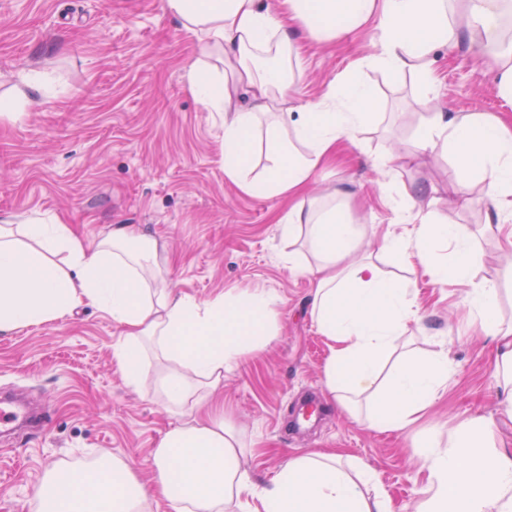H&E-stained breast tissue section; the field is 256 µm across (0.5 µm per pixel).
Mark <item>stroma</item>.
<instances>
[{
  "mask_svg": "<svg viewBox=\"0 0 512 512\" xmlns=\"http://www.w3.org/2000/svg\"><path fill=\"white\" fill-rule=\"evenodd\" d=\"M376 40L370 25L333 43L298 39L303 75L292 87V106L316 101L345 74L373 85L378 96L379 117L363 152L326 166L314 192L345 187L354 194L355 219L400 234L407 227L380 186L410 189L414 210L438 211L471 235L480 256L476 278L498 279L512 252L486 228L480 186H472L469 203L452 206L439 194L458 176L448 156L417 166L396 159L429 113L511 116L512 104L493 89L494 68L462 33L432 56L436 93L428 101L415 76L364 65ZM198 60L218 64L163 0H0V96L29 100L0 115V222L55 217L86 239L114 224H138L164 244L160 259L176 292L199 300L228 288L275 294L276 336L225 372L220 403L200 410L198 420L220 415L236 430L255 488L290 456L333 450L374 472L391 512H416L429 477L416 432L447 434L482 415L491 422L490 439L512 448V406L497 383L496 345L470 321L465 287L420 279L422 320L409 323L405 340L420 355L447 352V390L411 430L375 426L364 400L355 412L339 409L324 385L331 342L311 318L312 280L281 262L287 246L278 221L288 202L249 196L225 180L224 118L188 84ZM31 70L47 77V89L22 82ZM380 154L390 157L382 171L367 161ZM119 339L111 317L91 306L0 335V391L28 396L50 415L47 429L0 436V512H29L49 468L85 467L104 452L150 480L147 458L179 417L155 392L154 359L144 363V387L127 386L112 360Z\"/></svg>",
  "mask_w": 512,
  "mask_h": 512,
  "instance_id": "obj_1",
  "label": "stroma"
}]
</instances>
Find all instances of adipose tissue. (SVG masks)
Returning <instances> with one entry per match:
<instances>
[{"label":"adipose tissue","mask_w":512,"mask_h":512,"mask_svg":"<svg viewBox=\"0 0 512 512\" xmlns=\"http://www.w3.org/2000/svg\"><path fill=\"white\" fill-rule=\"evenodd\" d=\"M184 30L220 59L213 73L191 66L193 94L224 115V177L242 192L285 197L280 221L290 249L282 262L314 282L311 315L333 347L325 386L336 404L352 409L360 397L379 396L374 422L387 430L412 426L440 396L452 371L445 352L425 358L400 355L408 323L420 321L417 274L437 284L466 283L465 303L475 323L494 336L512 405V324L500 315L495 282L475 281V248L460 225L431 212L413 217L409 191L383 187L406 236L367 233L353 220L345 192L320 200L305 194L318 170L339 148L359 150L373 123L372 87L353 77L330 82L304 109L293 110L290 91L303 71L292 33L332 40L367 23L380 32L367 64L398 76L414 73L424 96L434 92L430 56L447 46L458 27L480 36V50L496 71L495 92L512 102V0H165ZM253 104L238 105L240 93ZM264 150L267 165L253 175L251 155ZM442 153L459 177L445 187L449 200H467L479 183L487 222L512 244V118L493 112H434L405 148L407 163ZM367 260H355L357 252ZM159 243L130 224L112 226L88 242L59 220L25 215L0 224V333L63 320L83 307L108 313L121 330L112 358L125 383L140 388L142 342L164 361L156 391L170 411L185 416L203 392L217 388L225 370L276 334V296L265 290L228 289L211 300L173 291L158 260ZM393 257L406 276H387L370 254ZM394 368L380 382L386 361ZM489 422L475 417L440 442L420 437L429 483L421 512H512V448L496 447ZM235 431L223 419L170 428L150 454L151 486L121 458L108 455L77 469L45 473L33 512H151L155 500L169 512H223L253 492L242 469ZM256 493V492H253ZM251 512H390L373 473L333 452L284 461L271 487L256 493Z\"/></svg>","instance_id":"obj_1"}]
</instances>
